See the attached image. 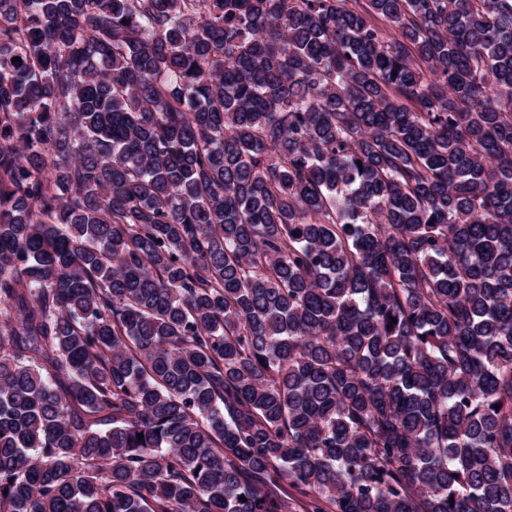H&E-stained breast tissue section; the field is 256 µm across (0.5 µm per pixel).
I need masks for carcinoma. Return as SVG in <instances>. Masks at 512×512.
I'll return each instance as SVG.
<instances>
[{
    "label": "carcinoma",
    "instance_id": "carcinoma-1",
    "mask_svg": "<svg viewBox=\"0 0 512 512\" xmlns=\"http://www.w3.org/2000/svg\"><path fill=\"white\" fill-rule=\"evenodd\" d=\"M297 506L512 512V0H0V512Z\"/></svg>",
    "mask_w": 512,
    "mask_h": 512
}]
</instances>
